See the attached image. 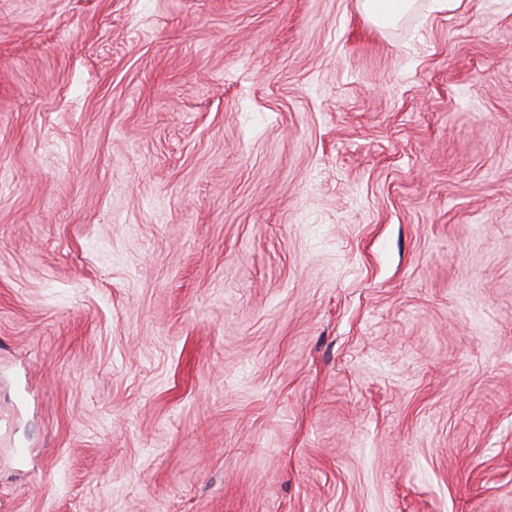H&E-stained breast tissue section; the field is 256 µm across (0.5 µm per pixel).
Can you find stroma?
Segmentation results:
<instances>
[{
	"mask_svg": "<svg viewBox=\"0 0 512 512\" xmlns=\"http://www.w3.org/2000/svg\"><path fill=\"white\" fill-rule=\"evenodd\" d=\"M0 512H512V0H0ZM413 3L410 0H362L361 7L374 24L383 26L399 20Z\"/></svg>",
	"mask_w": 512,
	"mask_h": 512,
	"instance_id": "1",
	"label": "stroma"
}]
</instances>
